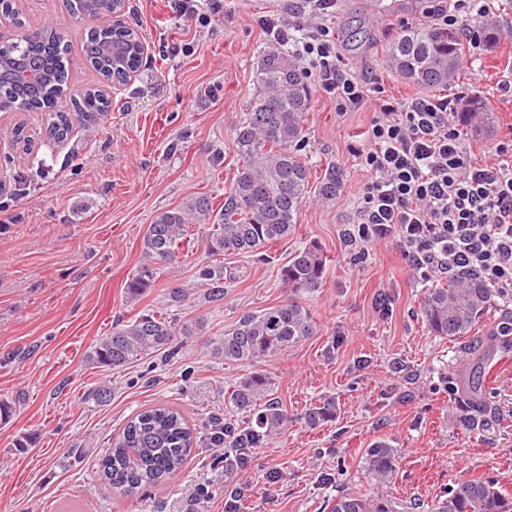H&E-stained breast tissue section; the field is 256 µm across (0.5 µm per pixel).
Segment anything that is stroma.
<instances>
[{
  "instance_id": "stroma-1",
  "label": "stroma",
  "mask_w": 512,
  "mask_h": 512,
  "mask_svg": "<svg viewBox=\"0 0 512 512\" xmlns=\"http://www.w3.org/2000/svg\"><path fill=\"white\" fill-rule=\"evenodd\" d=\"M25 23L53 22L80 51L90 20L72 19L65 0H19ZM430 0H339L329 25L346 62L399 101L419 95L387 63L391 44L413 27L436 26ZM291 0H224L222 17L185 22L167 0H128L127 10L147 45L131 80L111 90L112 109L94 136L74 125L68 140L47 142L40 114L27 113L30 153L9 135L16 118L0 113V401L15 402L0 420V512H224V470L203 451L161 488L118 497L102 487L100 458L113 436L141 408L164 403L192 427L230 412L226 401L246 367L216 359L210 341L240 316L285 296L278 269L308 242L330 258L326 280L307 303L319 331L277 358L260 362L287 408V430L254 449L238 472L251 491L239 512H323L326 500L374 487L361 458L378 440L398 450L389 494L414 512L472 474L512 491V346L485 366L483 424L463 427L455 389L467 359L464 341L428 332L420 315L427 284L402 260L392 239L375 242L365 258L344 231L354 220L363 173L352 149L363 141L372 106L337 112L316 79L304 153L319 177L335 165L341 185L333 200L310 195L294 232L263 253L214 256L206 230H197L182 264L159 270L195 299L168 301L154 291L128 302L124 283L138 268L143 234L159 212L192 197L224 202L237 165L234 132L248 112L251 73L272 40L264 16L290 19ZM496 44L459 71L437 97L488 99L497 119L487 135H468L482 153L512 137V97L497 83L512 72V0H500ZM224 264L244 270L223 301L199 299L195 272ZM390 301L379 312V295ZM155 311L192 327L171 360L117 372L88 362L116 321ZM110 401H85L99 384ZM335 398L334 421L308 426L304 412ZM30 435L29 448L15 440Z\"/></svg>"
}]
</instances>
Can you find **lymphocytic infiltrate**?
<instances>
[{
    "label": "lymphocytic infiltrate",
    "instance_id": "lymphocytic-infiltrate-1",
    "mask_svg": "<svg viewBox=\"0 0 512 512\" xmlns=\"http://www.w3.org/2000/svg\"><path fill=\"white\" fill-rule=\"evenodd\" d=\"M496 0H454L436 7L440 23L472 49ZM335 0H300V22L260 20L276 43L290 44L307 63L337 111L368 103L365 78L344 62L326 19ZM453 100L430 95L383 100L355 155L365 174L348 236L362 246L395 240L407 266L423 280L473 275L512 306V141L498 142L495 162L465 146Z\"/></svg>",
    "mask_w": 512,
    "mask_h": 512
}]
</instances>
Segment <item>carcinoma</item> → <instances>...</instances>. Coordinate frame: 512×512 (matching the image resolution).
<instances>
[{"label": "carcinoma", "mask_w": 512, "mask_h": 512, "mask_svg": "<svg viewBox=\"0 0 512 512\" xmlns=\"http://www.w3.org/2000/svg\"><path fill=\"white\" fill-rule=\"evenodd\" d=\"M74 17H92L81 50L85 65L98 77L94 86L71 99L73 110L59 107L70 89L71 45L50 24L30 27L16 37V45L0 54V112H38L45 116V136L55 142L68 138L74 123L93 133L100 116L110 110L105 88L135 72L143 56L135 32L112 23L125 10V0H66ZM464 54L463 44L447 31L416 27L404 32L388 51L390 67L403 80L424 90L455 83ZM254 102L235 129L239 166L224 190V205L215 210L212 198L196 196L183 206L157 214L141 241V264L125 284L126 299L139 300L162 287L179 303L187 297L177 282L159 285L157 267L180 263L179 242L189 227L208 230L209 250L215 255H256L274 242L288 238L309 197V163L305 160L307 116L312 94L293 56L281 48L268 50L253 75ZM476 119L474 130H489L495 113L489 102L473 96L461 109ZM340 185L334 168L326 169L315 192L324 199L336 196ZM328 256L310 242L296 249L280 269L286 298L255 313L242 315L224 336L213 342V354L226 363L253 366L277 357L316 334L313 315L305 304L326 279ZM200 285L210 302L224 299L227 288L240 279L224 266L199 272ZM492 289L473 276L451 278L448 286L428 288L421 316L430 333L452 340L469 336L496 303ZM499 330L478 336L468 351L478 363L489 360L499 343ZM189 329L176 330L173 321L154 312L117 323L101 338L89 361L121 371L143 359L170 357L180 350ZM466 407L482 399L483 382L473 379L461 390ZM231 409L241 422L212 418L210 432L196 436L183 414L160 404L143 408L126 422L102 459L104 487L113 494L130 495L143 487L168 483L197 457L195 450L209 442L224 449L225 493L237 488L232 462L239 448H262L288 427V411L275 396L270 375L253 370L240 377L228 394ZM317 425L336 417V401L326 399L306 413ZM397 449L378 441L365 450L363 468L376 485L387 487L397 470ZM329 512H397V505L381 491L353 492L328 503ZM431 512H512L509 494L496 479L470 476L458 480L432 504Z\"/></svg>", "instance_id": "obj_1"}]
</instances>
